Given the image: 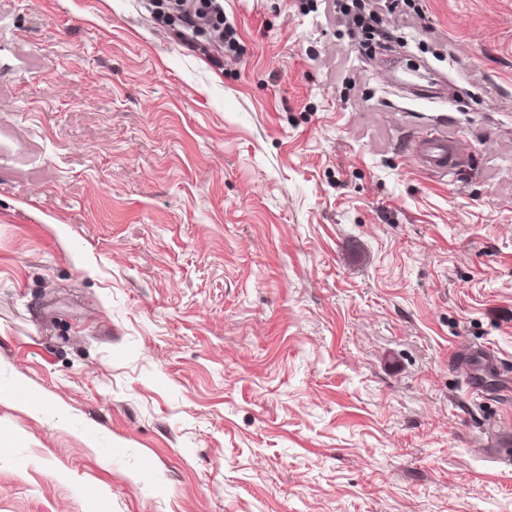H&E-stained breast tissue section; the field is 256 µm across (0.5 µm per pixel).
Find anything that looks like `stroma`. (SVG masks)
<instances>
[{
  "label": "stroma",
  "instance_id": "stroma-1",
  "mask_svg": "<svg viewBox=\"0 0 512 512\" xmlns=\"http://www.w3.org/2000/svg\"><path fill=\"white\" fill-rule=\"evenodd\" d=\"M221 4L0 0V512H512V0ZM181 21L192 27L224 25V16L217 0H175ZM356 1L361 0H353L351 1V6L348 4H342L344 1L337 0L332 1L330 5V1H324L326 8L332 6L334 9L338 6L343 8V11L346 16L349 17L351 29L353 32L361 33L363 36H370L371 33L377 32V29L374 26V23L377 20V14L373 11H369L368 14L363 11L361 6ZM455 154V141L442 135H433L424 149L425 159L429 164L447 167Z\"/></svg>",
  "mask_w": 512,
  "mask_h": 512
}]
</instances>
